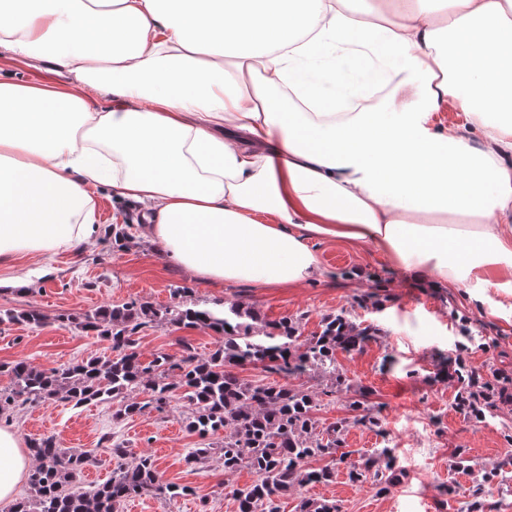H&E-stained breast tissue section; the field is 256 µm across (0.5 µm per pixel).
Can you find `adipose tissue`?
Here are the masks:
<instances>
[{"mask_svg": "<svg viewBox=\"0 0 512 512\" xmlns=\"http://www.w3.org/2000/svg\"><path fill=\"white\" fill-rule=\"evenodd\" d=\"M1 49L70 82L0 79V288L92 242L109 187L208 284L324 279L309 242L336 239L512 294V0H0ZM345 64L389 94L324 111ZM447 102L467 129L438 124ZM29 467L0 427V502Z\"/></svg>", "mask_w": 512, "mask_h": 512, "instance_id": "obj_1", "label": "adipose tissue"}]
</instances>
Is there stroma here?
Listing matches in <instances>:
<instances>
[{
  "label": "stroma",
  "instance_id": "obj_1",
  "mask_svg": "<svg viewBox=\"0 0 512 512\" xmlns=\"http://www.w3.org/2000/svg\"><path fill=\"white\" fill-rule=\"evenodd\" d=\"M0 78L58 85L68 80L55 64L34 67L4 51ZM96 217L103 231L95 243L43 261L18 259V267L31 270L34 285L22 293L0 291V310L17 316L35 310L42 321L33 325L18 318L0 324V364L24 360L51 368L110 357V342L76 328L74 319L126 302L168 307L175 303L177 288L186 289L188 300L202 307L243 301L264 320H297L306 337L319 331L324 317L343 312L380 331L362 351L337 353L349 392L323 395L309 377L294 385L315 394L319 428L343 422L346 465L334 482L307 485L281 498L280 512H296L304 498L334 501L339 512H468L477 497L489 512H512V472L507 469L512 442L504 436L512 427V399L499 402L495 416L479 420L456 408L454 385L436 376L441 358L448 356L485 375L512 377V295L492 288L478 301L464 288L420 284L374 247L332 239L313 240L311 247L334 278L296 288L212 286L193 281L144 236L139 204L106 189L97 198ZM116 228L127 230L126 245L115 243ZM465 327L482 337L483 347L463 338ZM137 339L141 359L148 362L159 353L180 356L187 343L198 356H208L218 336L202 327L153 324L139 330ZM351 397L372 408L379 427L355 423L347 404ZM115 408L109 400L76 407L58 399L1 414L0 426H10L25 443L51 435L60 447L96 451V464L77 481L84 492L109 479L115 467L100 443L105 435L130 448L133 456H151L164 482L192 489L191 495L171 501L138 497L121 504L118 512H239L230 491L252 483L255 475L246 468L228 474L216 462L204 469L186 465L192 449L224 439L220 433L203 439L188 431L186 400L176 398L164 411L149 408L121 420L113 419ZM386 446L393 448L396 465L384 493L349 481L348 467ZM495 469L499 477L489 478Z\"/></svg>",
  "mask_w": 512,
  "mask_h": 512
}]
</instances>
